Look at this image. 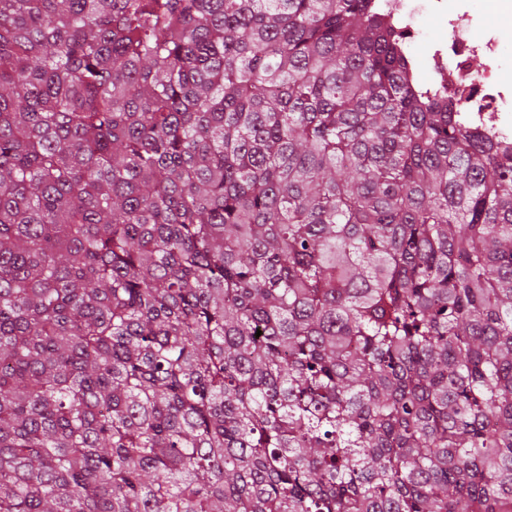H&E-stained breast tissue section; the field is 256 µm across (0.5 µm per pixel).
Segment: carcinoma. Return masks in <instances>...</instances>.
Listing matches in <instances>:
<instances>
[{
  "mask_svg": "<svg viewBox=\"0 0 512 512\" xmlns=\"http://www.w3.org/2000/svg\"><path fill=\"white\" fill-rule=\"evenodd\" d=\"M370 2L0 0V512H512V157Z\"/></svg>",
  "mask_w": 512,
  "mask_h": 512,
  "instance_id": "cac0c4a2",
  "label": "carcinoma"
}]
</instances>
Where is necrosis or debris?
<instances>
[{"label":"necrosis or debris","instance_id":"1","mask_svg":"<svg viewBox=\"0 0 512 512\" xmlns=\"http://www.w3.org/2000/svg\"><path fill=\"white\" fill-rule=\"evenodd\" d=\"M383 22L399 37L409 65L408 79L430 75L436 94L455 111L468 113L473 130L501 147H512V78L505 73L508 54L492 21H479L476 0H373ZM436 16L444 36L432 37L423 21ZM482 37H474L476 26ZM425 45L426 59L415 49Z\"/></svg>","mask_w":512,"mask_h":512}]
</instances>
